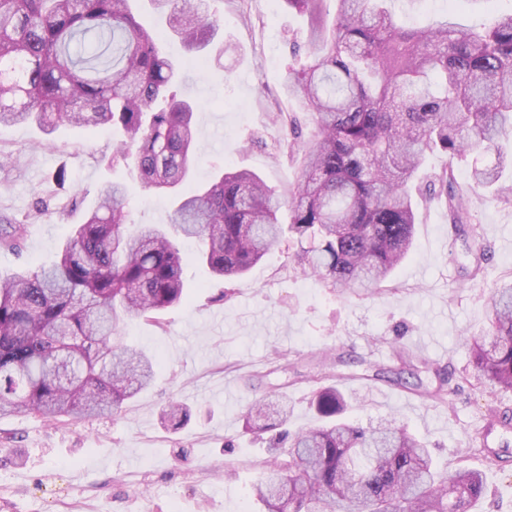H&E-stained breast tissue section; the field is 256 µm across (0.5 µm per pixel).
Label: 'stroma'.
<instances>
[{"instance_id": "35a3bbf8", "label": "stroma", "mask_w": 512, "mask_h": 512, "mask_svg": "<svg viewBox=\"0 0 512 512\" xmlns=\"http://www.w3.org/2000/svg\"><path fill=\"white\" fill-rule=\"evenodd\" d=\"M221 18L212 45L189 52L165 32L178 64L171 90L193 100L199 162L195 182L224 168L258 174L281 198L297 184L300 160L276 153L279 115L309 114L288 95V67L303 62L310 31L330 25L336 0L298 12L286 0H205ZM406 26L451 17L466 27L512 12V0H393ZM114 138L98 127L0 126V217L26 221L20 249L0 246V277L50 263L73 224L92 206L103 183L125 182L128 220L171 222L168 198L144 190L133 167L109 166ZM64 173V185L55 176ZM45 199L48 209L36 213ZM414 245L396 268L392 287L371 297L338 294L296 268V239L284 240L248 273L223 283L197 260L198 243L183 246L186 299L158 318L129 317L125 343L159 362L154 385L128 401L117 417L54 424L36 415L0 418V512H258L252 484L266 464L271 438L244 429L247 406L260 397L288 403V429L318 425L315 391L338 384L347 420L364 427L397 418L423 439L440 470L464 464L482 471L486 496L478 512H512V431L486 428L490 399L475 379L465 337L489 329L488 296L512 278V205L471 195L469 215L489 250L477 279L466 277L467 230L448 219L443 199L422 195ZM432 369L406 386L365 379L367 367L398 372L399 351ZM452 378L446 403L413 391ZM188 412L176 429L160 414L170 403ZM486 446L503 461L487 464Z\"/></svg>"}]
</instances>
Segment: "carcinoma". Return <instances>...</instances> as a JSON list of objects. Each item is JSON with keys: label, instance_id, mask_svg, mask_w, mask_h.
<instances>
[{"label": "carcinoma", "instance_id": "1", "mask_svg": "<svg viewBox=\"0 0 512 512\" xmlns=\"http://www.w3.org/2000/svg\"><path fill=\"white\" fill-rule=\"evenodd\" d=\"M131 0H0V124L34 121L120 132L115 156L135 165L148 190L177 195L172 224L127 230L126 190L104 185L55 262L0 279V416L47 421L115 415L149 387L156 361L120 341L125 316L159 312L184 298L175 239H197L199 261L217 279L241 275L283 233L307 243L295 261L342 294L372 296L413 245L414 184L426 156L469 162L461 189L452 171L430 176L450 223H467L464 192L512 201V13L481 28L446 18L402 28L388 0H336L334 23L288 72V90L315 131L300 140L297 117L277 150L301 154L296 188L281 202L255 173L225 170L206 185L188 179L196 162L194 107L169 93L177 76L163 34L146 27ZM189 50L205 48L219 21L202 0H157ZM288 208V223L279 218ZM24 223L0 228L16 248ZM468 276L486 246L470 227ZM487 336L465 340L483 391L512 389V281L489 297ZM322 424L297 433L288 459L268 461L253 493L265 512H475L480 471L442 474L405 423L376 427L341 418L333 385L319 388ZM265 403L245 412L261 424Z\"/></svg>", "mask_w": 512, "mask_h": 512}]
</instances>
